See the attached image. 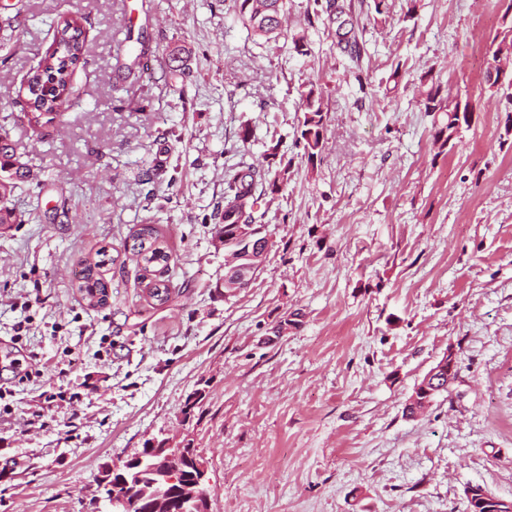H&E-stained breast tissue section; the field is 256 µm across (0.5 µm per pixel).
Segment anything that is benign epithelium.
<instances>
[{
	"mask_svg": "<svg viewBox=\"0 0 512 512\" xmlns=\"http://www.w3.org/2000/svg\"><path fill=\"white\" fill-rule=\"evenodd\" d=\"M230 239L239 244L242 264L224 274V294L248 287L263 267L266 252L260 243H270L268 225L238 224ZM458 362L450 348L440 366L429 373L433 380L414 387L410 401L423 400L433 393L435 378L452 374ZM101 485L112 484L110 512H210L207 477L197 449L184 441L152 443L139 454L102 470ZM467 497L490 512H509L512 502L492 497L476 485L466 487Z\"/></svg>",
	"mask_w": 512,
	"mask_h": 512,
	"instance_id": "7a95c632",
	"label": "benign epithelium"
}]
</instances>
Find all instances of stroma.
I'll return each mask as SVG.
<instances>
[{
    "instance_id": "35a3bbf8",
    "label": "stroma",
    "mask_w": 512,
    "mask_h": 512,
    "mask_svg": "<svg viewBox=\"0 0 512 512\" xmlns=\"http://www.w3.org/2000/svg\"><path fill=\"white\" fill-rule=\"evenodd\" d=\"M347 2L356 61L312 0L285 7L306 55L251 35L233 0H0V130L35 177L0 232V512H108L102 466L164 439L191 440L211 512H463L469 484L512 500V134L485 89L504 5ZM62 15L83 19L87 64L33 128L18 89ZM431 79L473 107L451 146L417 94ZM311 81L312 165L293 146ZM273 146L292 160L274 245L228 297L224 177ZM142 224L173 257L161 306L123 248ZM102 248L93 308L73 276ZM451 348L449 391L407 416ZM302 91L303 119L296 128L295 146L302 148V157L307 163L314 164L321 156L324 141L325 112L322 92L315 83L306 85Z\"/></svg>"
}]
</instances>
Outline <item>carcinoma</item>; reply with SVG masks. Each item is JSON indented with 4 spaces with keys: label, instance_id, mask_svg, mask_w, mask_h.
Returning <instances> with one entry per match:
<instances>
[{
    "label": "carcinoma",
    "instance_id": "obj_1",
    "mask_svg": "<svg viewBox=\"0 0 512 512\" xmlns=\"http://www.w3.org/2000/svg\"><path fill=\"white\" fill-rule=\"evenodd\" d=\"M240 14L245 17L251 32L268 40L288 37L281 25L285 10V0H239ZM320 12L327 15L329 21L337 24L342 32L338 45L343 51L356 55L360 52L355 27L345 29L348 21L343 19L346 13L340 0H313ZM503 20L509 22L504 35L492 53V58L512 56V0H508ZM295 49L308 54L309 42L306 31L293 35ZM85 32L80 21L74 17L61 16L56 22L53 41L37 65L29 74L21 89L24 93V116L31 126H37L42 117L56 113L67 103L72 95V83L78 69L86 65ZM303 119L296 128L295 146L302 149V158L310 164L321 156L324 141L325 114L322 92L315 83L306 85L302 91ZM423 103L428 112H444L447 122L435 132L434 138L450 143L463 125H470L473 109L469 102L452 103L443 96L440 83L431 82L423 91ZM278 159L277 170L273 178L269 171L251 164L241 165L234 173L224 179V214L221 216V233H232L233 224H259L265 214H256L258 198L275 195L288 183L291 162L277 158V147L269 153ZM33 180L31 171L20 162L14 153L7 133H0V229L9 228L16 223V214L8 203L16 189ZM131 243L124 246L143 271L141 278L146 280L149 297L163 305L171 294L169 272L172 255L164 246L157 227L143 224L130 237ZM96 260H81L75 272L77 288L85 292L90 305L103 307L108 302L109 283L103 277L102 268L111 261L107 250L97 253Z\"/></svg>",
    "mask_w": 512,
    "mask_h": 512
}]
</instances>
